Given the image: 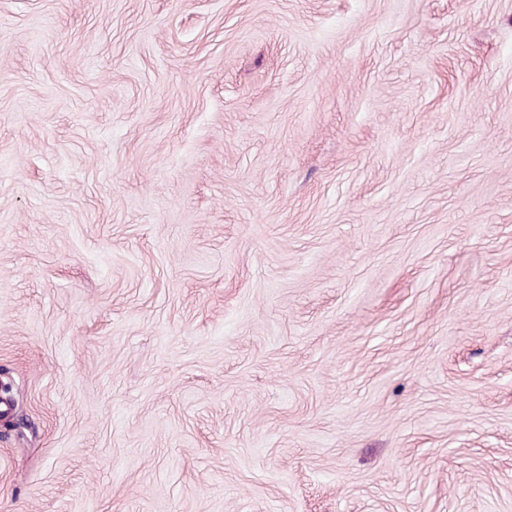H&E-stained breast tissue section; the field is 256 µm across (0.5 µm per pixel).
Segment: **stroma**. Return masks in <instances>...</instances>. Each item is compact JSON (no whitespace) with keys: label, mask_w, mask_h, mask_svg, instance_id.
<instances>
[{"label":"stroma","mask_w":512,"mask_h":512,"mask_svg":"<svg viewBox=\"0 0 512 512\" xmlns=\"http://www.w3.org/2000/svg\"><path fill=\"white\" fill-rule=\"evenodd\" d=\"M0 512H512V0H0Z\"/></svg>","instance_id":"35a3bbf8"}]
</instances>
